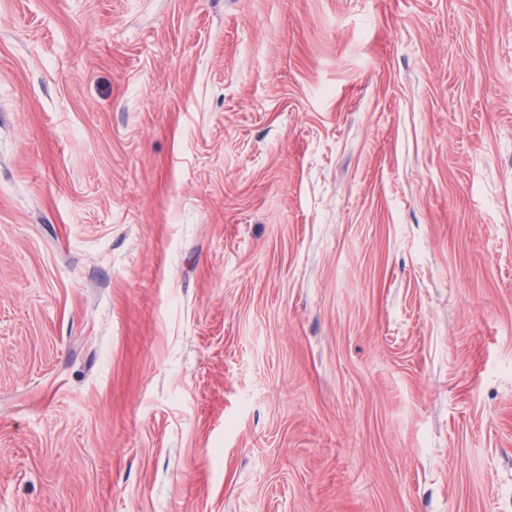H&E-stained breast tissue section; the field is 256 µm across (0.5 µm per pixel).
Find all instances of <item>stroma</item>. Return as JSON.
Here are the masks:
<instances>
[{
	"instance_id": "1",
	"label": "stroma",
	"mask_w": 512,
	"mask_h": 512,
	"mask_svg": "<svg viewBox=\"0 0 512 512\" xmlns=\"http://www.w3.org/2000/svg\"><path fill=\"white\" fill-rule=\"evenodd\" d=\"M0 512H512V0H0Z\"/></svg>"
}]
</instances>
